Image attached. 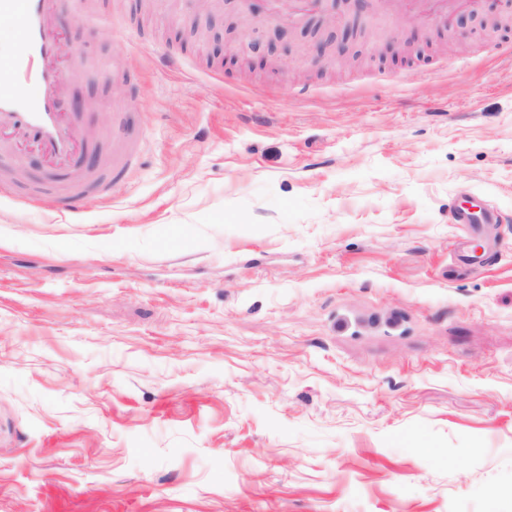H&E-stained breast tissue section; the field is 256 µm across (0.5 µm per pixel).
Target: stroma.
<instances>
[{
    "instance_id": "obj_1",
    "label": "stroma",
    "mask_w": 512,
    "mask_h": 512,
    "mask_svg": "<svg viewBox=\"0 0 512 512\" xmlns=\"http://www.w3.org/2000/svg\"><path fill=\"white\" fill-rule=\"evenodd\" d=\"M237 19L59 0L95 172L137 158L76 212L0 158V512H512V29Z\"/></svg>"
}]
</instances>
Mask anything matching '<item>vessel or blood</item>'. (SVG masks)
I'll return each mask as SVG.
<instances>
[{"label": "vessel or blood", "instance_id": "1", "mask_svg": "<svg viewBox=\"0 0 512 512\" xmlns=\"http://www.w3.org/2000/svg\"><path fill=\"white\" fill-rule=\"evenodd\" d=\"M56 0H0V42L13 45L0 55V154L25 144L45 150L66 166L68 198L79 201L90 180L81 168L80 133L63 112L61 89L68 72L58 61V41L50 17Z\"/></svg>", "mask_w": 512, "mask_h": 512}]
</instances>
